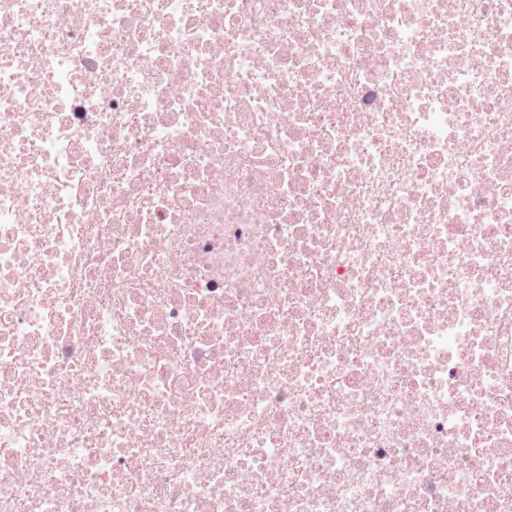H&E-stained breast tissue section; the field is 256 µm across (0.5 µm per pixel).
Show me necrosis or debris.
<instances>
[{"label": "necrosis or debris", "instance_id": "1", "mask_svg": "<svg viewBox=\"0 0 512 512\" xmlns=\"http://www.w3.org/2000/svg\"><path fill=\"white\" fill-rule=\"evenodd\" d=\"M0 512H512V0H0Z\"/></svg>", "mask_w": 512, "mask_h": 512}]
</instances>
